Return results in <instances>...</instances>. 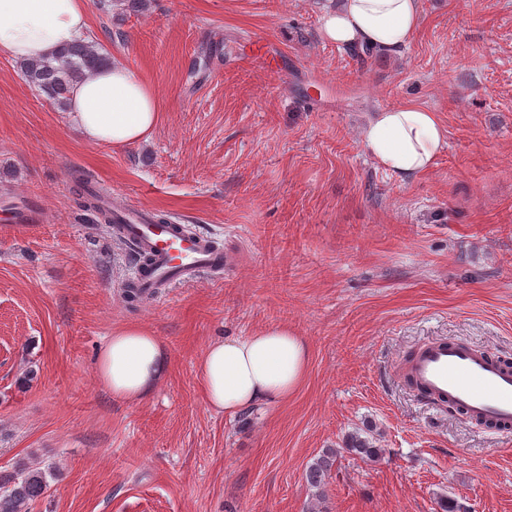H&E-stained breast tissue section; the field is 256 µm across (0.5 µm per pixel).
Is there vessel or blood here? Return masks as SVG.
<instances>
[{"label": "vessel or blood", "instance_id": "1", "mask_svg": "<svg viewBox=\"0 0 512 512\" xmlns=\"http://www.w3.org/2000/svg\"><path fill=\"white\" fill-rule=\"evenodd\" d=\"M112 216L123 227L124 241L153 258L151 267L137 275L144 297H156L158 289L179 283L187 274L224 263L211 238L185 233L175 224L154 223L143 207L116 206ZM409 373L422 390L452 401L473 419L512 425V369L489 360L485 351L435 342L410 361Z\"/></svg>", "mask_w": 512, "mask_h": 512}]
</instances>
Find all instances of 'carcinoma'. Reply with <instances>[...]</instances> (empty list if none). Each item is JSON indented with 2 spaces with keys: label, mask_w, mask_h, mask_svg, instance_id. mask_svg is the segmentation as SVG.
<instances>
[{
  "label": "carcinoma",
  "mask_w": 512,
  "mask_h": 512,
  "mask_svg": "<svg viewBox=\"0 0 512 512\" xmlns=\"http://www.w3.org/2000/svg\"><path fill=\"white\" fill-rule=\"evenodd\" d=\"M108 60V54L100 47L83 39L53 59L24 62L20 64V69L29 84L63 110L68 106L73 83L93 74ZM83 195L85 207L94 214L96 221L111 227L115 234H120V226L112 219V209L105 205L107 191L85 186ZM343 452L372 460L378 456L380 449L358 432L348 435L343 447L326 450L308 467L306 480L310 487L319 489L324 485L336 458ZM48 486L47 473L40 468L23 467L8 475H0V512H24L29 502L46 492Z\"/></svg>",
  "instance_id": "obj_1"
}]
</instances>
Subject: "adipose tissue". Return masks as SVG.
Returning a JSON list of instances; mask_svg holds the SVG:
<instances>
[{"label":"adipose tissue","mask_w":512,"mask_h":512,"mask_svg":"<svg viewBox=\"0 0 512 512\" xmlns=\"http://www.w3.org/2000/svg\"><path fill=\"white\" fill-rule=\"evenodd\" d=\"M419 0H342L321 19L324 41L353 51L393 56L418 28ZM86 0H0V51L17 61L50 58L83 38ZM69 116L90 144L129 146L146 140L159 116L155 89L122 61L74 83ZM364 146L401 181L428 172L446 145L436 113L415 105L377 112L363 129ZM308 362L304 341L279 326L212 342L198 367L207 404L235 413L287 400ZM168 355L157 336L138 326L113 331L97 357L96 378L113 398L138 402L160 381Z\"/></svg>","instance_id":"obj_1"}]
</instances>
